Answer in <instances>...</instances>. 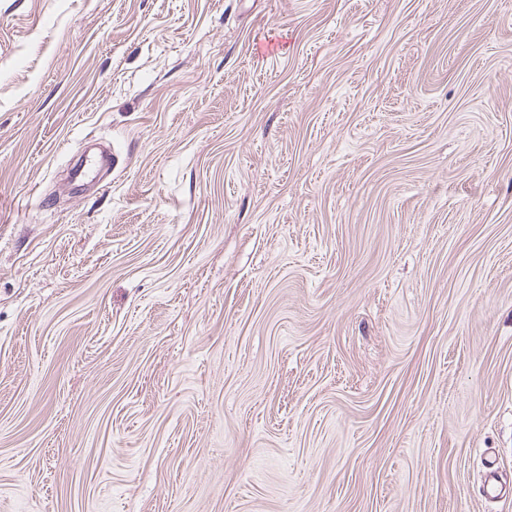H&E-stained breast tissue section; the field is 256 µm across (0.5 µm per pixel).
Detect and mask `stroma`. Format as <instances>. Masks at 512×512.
<instances>
[{
	"label": "stroma",
	"mask_w": 512,
	"mask_h": 512,
	"mask_svg": "<svg viewBox=\"0 0 512 512\" xmlns=\"http://www.w3.org/2000/svg\"><path fill=\"white\" fill-rule=\"evenodd\" d=\"M0 512H512V0H0Z\"/></svg>",
	"instance_id": "35a3bbf8"
}]
</instances>
